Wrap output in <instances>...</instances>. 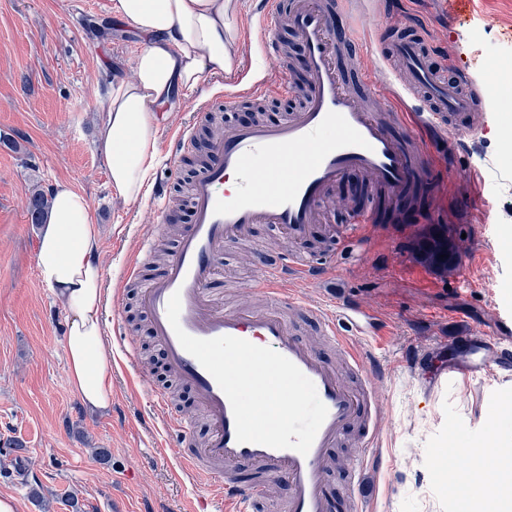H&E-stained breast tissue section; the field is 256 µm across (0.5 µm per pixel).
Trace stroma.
Listing matches in <instances>:
<instances>
[{"label": "stroma", "mask_w": 512, "mask_h": 512, "mask_svg": "<svg viewBox=\"0 0 512 512\" xmlns=\"http://www.w3.org/2000/svg\"><path fill=\"white\" fill-rule=\"evenodd\" d=\"M112 2L0 0V444L12 440L24 448L21 474L0 473V497H12L17 512H189L197 496L193 483L176 475L178 448L150 411L154 388L169 384L163 352L136 289L121 287L140 239L167 240L190 224L191 213L181 209L172 227L155 212L152 197L132 206L110 197L95 143L99 98L116 77L130 76L140 47L134 29L113 17ZM341 6L358 36L372 26L423 23L438 62L477 90L490 67L488 48L512 46V0H474L454 24L445 19V0H341ZM252 9V0H236L239 65H261L272 80L285 75L295 86L306 85L302 46L290 28L279 31L287 63L255 55ZM224 82L204 77L196 91L174 98L160 120L154 172L173 195L186 196L190 181L187 167L173 165L176 133L195 117V94L223 109ZM510 126L512 102L494 94L485 99L474 136L425 126L445 183L438 193L418 194L405 217H380L370 245L328 243L333 226L354 210L356 178L337 183L327 223L314 227L310 247L333 256L337 290L364 297L390 324L387 343L368 353L385 417L383 465L363 490L371 512H467L470 501L503 483V461L512 460V447L465 458V467L478 465L488 474L485 485L463 486L453 472L441 477L432 462L441 446H453L456 431L473 444L493 434L512 437V380L490 408L484 379L434 388L411 367L424 347L432 362L454 358L448 338L458 329L486 328L498 316L512 322V169L500 165ZM475 166L482 180L474 190L466 171ZM59 181L88 196L101 226L106 349L115 359L112 407L105 413L87 410L68 383V312L36 267L40 227L29 220V196ZM436 225L458 251L480 240L484 257L458 269L425 263L419 243ZM288 248L277 228L258 226L253 247L228 246L219 254L211 296L253 307L247 282L259 261H275ZM128 342L145 347L150 373L123 367L121 347Z\"/></svg>", "instance_id": "35a3bbf8"}]
</instances>
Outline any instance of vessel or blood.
Instances as JSON below:
<instances>
[{
    "label": "vessel or blood",
    "mask_w": 512,
    "mask_h": 512,
    "mask_svg": "<svg viewBox=\"0 0 512 512\" xmlns=\"http://www.w3.org/2000/svg\"><path fill=\"white\" fill-rule=\"evenodd\" d=\"M337 7V0H292L287 10L281 0H265L258 26L267 56L282 55L276 38L280 23L293 28L303 44L309 80L303 105L281 119L227 125L209 139L205 161L190 184L193 222L158 276L140 294L141 307L164 348L169 373L194 389L210 424L205 443L196 445L191 422L170 405L166 395L154 393L155 415L177 438L181 474L204 489L193 512H214L217 496L223 499L225 512H256L260 507L266 512H325L328 451L349 438L361 450L349 493L355 512H365L361 479L368 468L382 464L383 411L374 381L345 385L340 368L345 365L365 372L366 356L352 340L381 335L383 317L348 294L339 297L331 291L318 300L300 296L297 282L332 281L336 269L304 259L299 249L308 242L314 225L321 223L329 189L345 176L364 178L394 197L419 187L431 188L434 161L421 145V125L464 136L475 133L481 124L479 95L463 91L462 78L440 73L430 42L420 35H402L393 41L389 57L396 68L392 74L374 75L359 68L356 81H349L336 64L339 49L350 46L362 57L371 52L372 42L338 31L332 22ZM390 82L398 85L403 97L424 104L419 118L395 110L385 121L363 104L358 88L381 99ZM236 86L226 102L260 97L271 88L270 82L241 75ZM208 110V105H201L195 123L178 132L179 149L193 146ZM394 123L405 129V137L393 135ZM229 175L236 178L231 189L224 186ZM376 224L375 210L362 209L347 236L367 239ZM261 225L278 228L295 245V252L284 255L281 263L259 265L252 286L262 308L216 305L208 285L217 255ZM176 292L181 295L180 325L189 335L200 339L229 335L272 348L314 383L328 413L307 454L237 441L228 398L213 376L183 349L169 323L167 305ZM297 308L341 348L342 365L326 361L299 336L289 316ZM451 347L463 358L437 367L435 383L484 377L512 366V334L498 327L462 333L453 338ZM240 464L259 470L262 481L241 484L234 473ZM280 479L288 485L285 502H266L267 483Z\"/></svg>",
    "instance_id": "obj_1"
}]
</instances>
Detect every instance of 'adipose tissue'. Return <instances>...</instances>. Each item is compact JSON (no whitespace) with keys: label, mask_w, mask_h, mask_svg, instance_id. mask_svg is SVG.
<instances>
[{"label":"adipose tissue","mask_w":512,"mask_h":512,"mask_svg":"<svg viewBox=\"0 0 512 512\" xmlns=\"http://www.w3.org/2000/svg\"><path fill=\"white\" fill-rule=\"evenodd\" d=\"M234 0H113V12L144 37L132 77L109 86L98 132L109 186L124 204L137 203L158 162L157 111L174 91L194 89L207 75L236 64L239 31ZM42 229L36 267L41 282L66 304L69 383L88 408L112 404V374L101 308L104 274L100 229L89 198L56 183Z\"/></svg>","instance_id":"obj_1"}]
</instances>
